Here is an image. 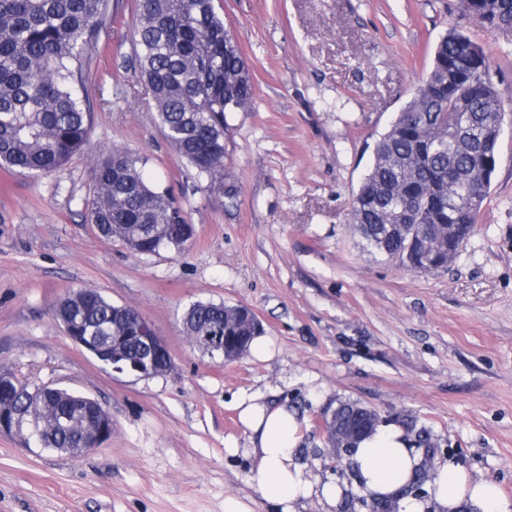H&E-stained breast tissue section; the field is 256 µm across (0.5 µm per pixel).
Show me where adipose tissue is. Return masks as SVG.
Listing matches in <instances>:
<instances>
[{"mask_svg":"<svg viewBox=\"0 0 512 512\" xmlns=\"http://www.w3.org/2000/svg\"><path fill=\"white\" fill-rule=\"evenodd\" d=\"M239 420L249 435L247 456L257 475L262 497L275 512H297L310 498L336 508L343 495L340 485L319 483L295 461L303 423L288 405H273L259 395L241 399ZM364 495L396 498L399 512H512L496 482L471 478L459 465L440 461L429 487V499L404 494L421 456L410 448L403 429L395 424H379L376 431L352 453Z\"/></svg>","mask_w":512,"mask_h":512,"instance_id":"1","label":"adipose tissue"}]
</instances>
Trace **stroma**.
<instances>
[{"instance_id":"1","label":"stroma","mask_w":512,"mask_h":512,"mask_svg":"<svg viewBox=\"0 0 512 512\" xmlns=\"http://www.w3.org/2000/svg\"><path fill=\"white\" fill-rule=\"evenodd\" d=\"M255 85L229 115L235 199L160 135L134 61L138 0H117L83 93L82 156L47 176L0 167V371L103 403L112 435L74 459L0 435V512H271L244 454L236 405L259 394L304 418L300 461L346 500L361 490L322 456L316 417L354 401L413 419L475 479L512 501V32L460 0H220ZM459 28L490 59L504 105L478 223L447 268L416 273L373 253L349 222L376 141L410 101L434 45ZM119 147L183 204L185 253L137 256L85 223L90 171ZM93 289L137 309L167 342L170 372H113L74 346L53 307ZM244 305L277 353L227 362L182 333L194 302Z\"/></svg>"}]
</instances>
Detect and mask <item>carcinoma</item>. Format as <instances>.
Returning a JSON list of instances; mask_svg holds the SVG:
<instances>
[{"instance_id":"carcinoma-1","label":"carcinoma","mask_w":512,"mask_h":512,"mask_svg":"<svg viewBox=\"0 0 512 512\" xmlns=\"http://www.w3.org/2000/svg\"><path fill=\"white\" fill-rule=\"evenodd\" d=\"M462 11L483 26L512 31V0H461ZM111 20L109 0H0V165L22 175H47L84 152L90 113L75 86L83 83L90 51ZM135 60L151 94L161 135L224 191L227 114L249 112L255 90L246 61L215 0H141L133 21ZM503 107L489 78L488 59L463 32L452 29L437 44L431 69L407 105L376 142L371 165L356 192L351 220L371 250L418 273L448 266L449 224L472 233L496 165L485 168L486 137ZM146 159L114 148L92 166L87 223L105 239L143 255L168 247L170 229L188 223L168 192L144 175ZM463 197L448 195V173ZM56 310L58 319L103 336L125 335L120 313L99 293ZM223 326L241 336L238 357L259 332L223 303L197 301L184 314L183 333L200 337ZM20 408L38 430L34 447L81 457L86 402L65 389L24 395ZM369 408L336 407L331 434Z\"/></svg>"}]
</instances>
